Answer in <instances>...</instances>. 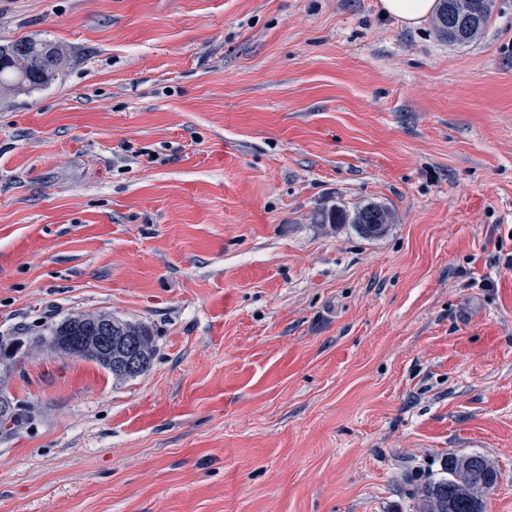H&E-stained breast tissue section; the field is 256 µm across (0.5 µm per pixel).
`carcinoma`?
<instances>
[{
    "label": "carcinoma",
    "instance_id": "cac0c4a2",
    "mask_svg": "<svg viewBox=\"0 0 512 512\" xmlns=\"http://www.w3.org/2000/svg\"><path fill=\"white\" fill-rule=\"evenodd\" d=\"M493 0H438L433 27L450 43L473 42L486 27ZM67 50L45 39L23 38L0 44V100L45 88L60 78ZM311 223L331 230L351 224L364 238L383 236L393 223L386 205L366 201L348 210L331 205L315 210ZM497 483L495 465L479 453L445 457L438 477H430L412 494V512H486L489 494Z\"/></svg>",
    "mask_w": 512,
    "mask_h": 512
}]
</instances>
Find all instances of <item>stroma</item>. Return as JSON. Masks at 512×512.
I'll return each mask as SVG.
<instances>
[{"instance_id": "obj_1", "label": "stroma", "mask_w": 512, "mask_h": 512, "mask_svg": "<svg viewBox=\"0 0 512 512\" xmlns=\"http://www.w3.org/2000/svg\"><path fill=\"white\" fill-rule=\"evenodd\" d=\"M377 3L0 0L70 52L0 106V341L157 348L26 361L0 512H404L451 453L512 512V0L466 45ZM310 220L331 230L343 224H353L362 237L371 239L387 232L389 224H393V213L385 204L366 201L356 205L352 211L335 204L319 208L312 213ZM118 320L121 319L107 313L78 315L73 318V321L71 318L66 319L51 328L50 341L68 336L72 326V331L78 336H69L68 341L54 344L53 349L64 358L75 357L80 353L83 356L75 359L94 361L104 369L108 371L110 369L111 372L113 368L115 374L130 372L143 355L152 351L154 336L147 324L125 320L123 323L125 332L132 335L123 337V354L113 356L122 350L121 340L112 337V327L115 330L121 325ZM136 336H149L153 342L147 338H142L140 341ZM89 357L103 360L109 369L103 362Z\"/></svg>"}]
</instances>
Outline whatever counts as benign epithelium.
Instances as JSON below:
<instances>
[{
	"label": "benign epithelium",
	"mask_w": 512,
	"mask_h": 512,
	"mask_svg": "<svg viewBox=\"0 0 512 512\" xmlns=\"http://www.w3.org/2000/svg\"><path fill=\"white\" fill-rule=\"evenodd\" d=\"M74 335L68 340L53 345L54 351L71 358L77 354L101 359L116 374L131 371L137 361L153 349L147 338L125 336L123 340L112 337V329L119 326L118 318L107 313L78 315L72 321ZM16 372L13 361L0 355V423L14 411V403L3 386Z\"/></svg>",
	"instance_id": "benign-epithelium-1"
}]
</instances>
